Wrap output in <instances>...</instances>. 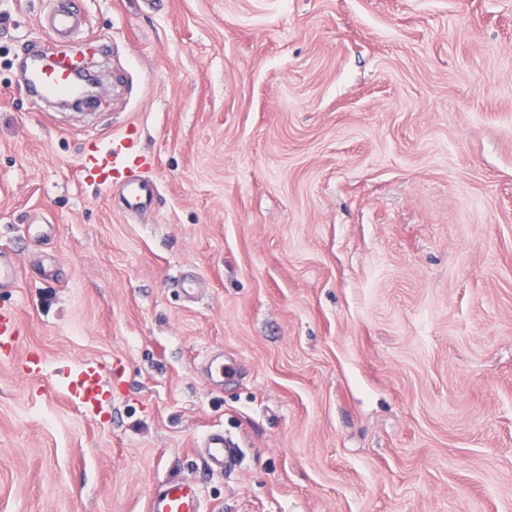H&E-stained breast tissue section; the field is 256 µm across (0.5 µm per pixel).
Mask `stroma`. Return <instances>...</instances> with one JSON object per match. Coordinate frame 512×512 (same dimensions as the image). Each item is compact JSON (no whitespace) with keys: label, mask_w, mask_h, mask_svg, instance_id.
<instances>
[{"label":"stroma","mask_w":512,"mask_h":512,"mask_svg":"<svg viewBox=\"0 0 512 512\" xmlns=\"http://www.w3.org/2000/svg\"><path fill=\"white\" fill-rule=\"evenodd\" d=\"M48 5L0 0V304L44 362L0 361V512L180 479L207 512H512V0H81L70 50L112 52L78 111L23 89ZM131 124L136 218L77 175ZM89 359L91 421L52 383ZM198 447L210 468L224 471L235 461V451L226 439L223 431L209 432Z\"/></svg>","instance_id":"stroma-1"}]
</instances>
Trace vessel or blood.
<instances>
[{"instance_id":"obj_1","label":"vessel or blood","mask_w":512,"mask_h":512,"mask_svg":"<svg viewBox=\"0 0 512 512\" xmlns=\"http://www.w3.org/2000/svg\"><path fill=\"white\" fill-rule=\"evenodd\" d=\"M56 5L39 18L41 28L52 38L63 41L84 25L78 0H55ZM74 56L57 55L51 63L35 62L29 68L25 91L30 95L58 99L75 90L72 65ZM147 157L140 146L136 126H128L116 137L90 141L80 155L81 178L105 191H118L127 214L148 212L155 204L156 185L141 174ZM21 334L16 309L0 305V352L13 353ZM109 369L96 360H86L57 373V386L71 406L84 418L98 415L105 393ZM199 449L210 468L224 470L235 460L233 446L223 432H209ZM146 512H204L200 488L184 479L161 484L150 493Z\"/></svg>"}]
</instances>
